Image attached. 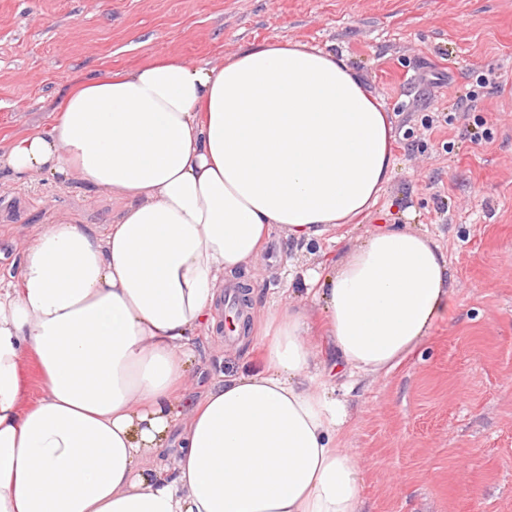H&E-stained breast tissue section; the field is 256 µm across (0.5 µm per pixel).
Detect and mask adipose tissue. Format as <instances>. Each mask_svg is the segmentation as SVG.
<instances>
[{
	"label": "adipose tissue",
	"mask_w": 512,
	"mask_h": 512,
	"mask_svg": "<svg viewBox=\"0 0 512 512\" xmlns=\"http://www.w3.org/2000/svg\"><path fill=\"white\" fill-rule=\"evenodd\" d=\"M391 138L343 59L269 40L218 66L160 55L83 79L0 145L1 177L117 203L104 227L53 214L0 276V512H361L334 380L414 352L453 304L448 260L380 224L307 277L327 359L305 308L256 309L252 273L273 236L320 242L370 210ZM228 285L262 323L258 365L184 404Z\"/></svg>",
	"instance_id": "adipose-tissue-1"
}]
</instances>
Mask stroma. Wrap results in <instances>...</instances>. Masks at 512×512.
Listing matches in <instances>:
<instances>
[{"label":"stroma","mask_w":512,"mask_h":512,"mask_svg":"<svg viewBox=\"0 0 512 512\" xmlns=\"http://www.w3.org/2000/svg\"><path fill=\"white\" fill-rule=\"evenodd\" d=\"M270 39L343 57L383 104L395 166L377 204L332 241L273 240L256 303L289 294L374 224H410L448 256L455 304L390 372L337 385L336 444L363 471V512H512V0H0V138L46 124L81 79L160 54L212 66ZM492 72L495 87L477 85ZM436 114L438 128H423ZM57 210L112 218L77 182H0V272ZM196 403L248 371L252 343L199 338Z\"/></svg>","instance_id":"stroma-1"}]
</instances>
